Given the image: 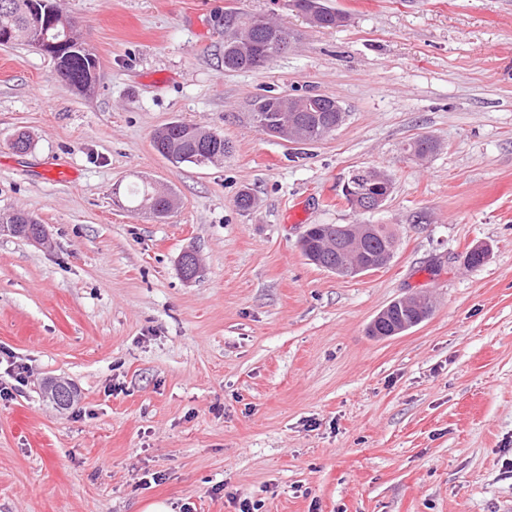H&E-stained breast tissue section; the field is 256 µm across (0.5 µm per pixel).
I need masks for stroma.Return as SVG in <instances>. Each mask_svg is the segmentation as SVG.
<instances>
[{
    "label": "stroma",
    "mask_w": 512,
    "mask_h": 512,
    "mask_svg": "<svg viewBox=\"0 0 512 512\" xmlns=\"http://www.w3.org/2000/svg\"><path fill=\"white\" fill-rule=\"evenodd\" d=\"M57 3L99 59L91 93L0 46V212L50 238L0 233V348L29 368L0 369V512H512V0H326L339 28L289 0ZM234 11L297 39L225 70ZM311 93L346 111L324 139L256 128L255 98ZM175 120L223 134V161L157 153ZM420 135L439 145L424 161L403 150ZM372 167L394 189L362 216L342 186ZM142 180L177 207L131 208ZM359 221L395 233L386 267L341 278L302 255L308 225ZM416 293L428 319L368 334ZM23 214L28 216L32 222H29ZM0 224H4L5 226L8 224H14V227L12 228L7 227V230H9L7 233L12 236L28 239L29 236L32 235V237L28 239L30 242L39 246H48L49 244V239L46 236L44 226H42V232L39 234L42 224H40L32 215L25 213V211L18 210L9 213H0Z\"/></svg>",
    "instance_id": "35a3bbf8"
}]
</instances>
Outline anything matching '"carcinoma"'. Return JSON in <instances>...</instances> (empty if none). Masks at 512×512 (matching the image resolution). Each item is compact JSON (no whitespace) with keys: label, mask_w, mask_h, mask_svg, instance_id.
<instances>
[{"label":"carcinoma","mask_w":512,"mask_h":512,"mask_svg":"<svg viewBox=\"0 0 512 512\" xmlns=\"http://www.w3.org/2000/svg\"><path fill=\"white\" fill-rule=\"evenodd\" d=\"M32 0H0V31L11 36V42L24 41L42 49L40 39L30 35V11ZM43 20V30L48 38L59 43L53 61L59 71L61 81L78 92L90 91L97 81L99 69L97 56L76 36L74 30L64 31L55 24L56 14L60 13L55 0H46L39 5ZM265 37L245 28L243 31L224 41V68L228 70H253L265 66L271 57L261 53V44ZM283 98L279 96H262L254 101L253 115H261L268 120L279 119L288 121L290 112L282 109ZM331 101L327 100L318 107L298 112L307 126V133L298 142L308 144L326 137V130L336 123V113L330 111ZM155 150L173 163L202 164L198 155L203 153L210 162L224 159V136L220 133L203 130L197 126L181 121H173L155 131L153 135ZM435 143L429 138H417L408 143L405 151L423 156L434 152ZM131 203L136 209H145L152 213L167 212L171 209L168 194L158 191L153 184L146 183L132 193ZM0 224H10L8 234L16 237L29 238L40 232L41 224L36 218L26 219L23 211L0 213ZM341 233L339 224H311L307 229L300 248L304 256L322 267L331 270L344 267L352 262L349 254L334 248L324 249L326 241L337 239ZM396 241L391 232L383 224L371 225V233L362 243L357 262L361 265L371 264L372 258L381 253L393 258Z\"/></svg>","instance_id":"1"}]
</instances>
